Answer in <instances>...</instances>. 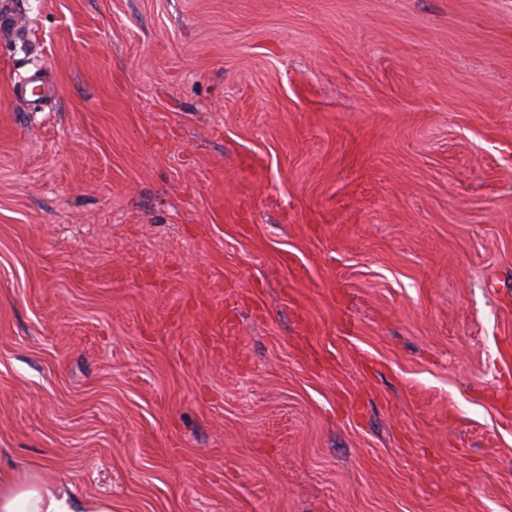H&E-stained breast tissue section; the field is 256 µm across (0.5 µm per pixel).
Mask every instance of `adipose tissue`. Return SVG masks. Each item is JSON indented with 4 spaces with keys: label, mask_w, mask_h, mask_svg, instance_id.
<instances>
[{
    "label": "adipose tissue",
    "mask_w": 512,
    "mask_h": 512,
    "mask_svg": "<svg viewBox=\"0 0 512 512\" xmlns=\"http://www.w3.org/2000/svg\"><path fill=\"white\" fill-rule=\"evenodd\" d=\"M0 512H112V502L82 494L32 464L0 470Z\"/></svg>",
    "instance_id": "ef3b65f1"
}]
</instances>
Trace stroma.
I'll list each match as a JSON object with an SVG mask.
<instances>
[{
    "label": "stroma",
    "mask_w": 512,
    "mask_h": 512,
    "mask_svg": "<svg viewBox=\"0 0 512 512\" xmlns=\"http://www.w3.org/2000/svg\"><path fill=\"white\" fill-rule=\"evenodd\" d=\"M0 14L1 467L112 512H512V0ZM41 86V79H34L31 77L27 80L16 82L13 86V95L16 99L24 102L30 112H38V106L35 101L43 98V94L38 92V89ZM25 95L30 96L32 98L31 101L27 100Z\"/></svg>",
    "instance_id": "obj_1"
}]
</instances>
